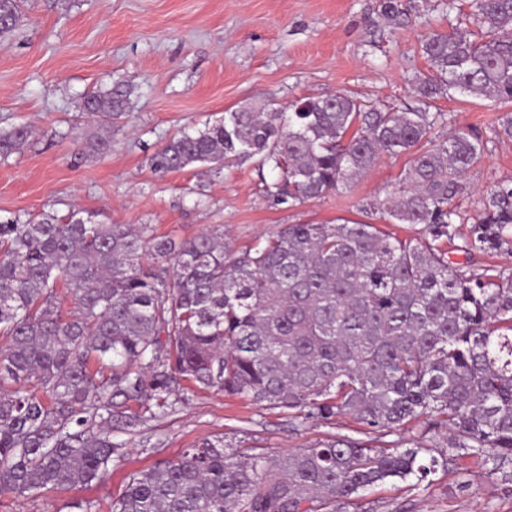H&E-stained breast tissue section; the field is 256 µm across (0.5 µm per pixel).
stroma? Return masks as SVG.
<instances>
[{
    "mask_svg": "<svg viewBox=\"0 0 512 512\" xmlns=\"http://www.w3.org/2000/svg\"><path fill=\"white\" fill-rule=\"evenodd\" d=\"M381 2L24 0L17 26L0 40V133L27 126L33 135L0 157V220H65L86 210L106 224H147L179 240L218 228L242 251L289 224L361 219L359 203L396 191L410 156L383 157L350 187L292 207L268 199L264 184L274 174L257 161L218 173L202 164L163 172L152 158L181 131L251 103L279 107L344 93L380 108L415 105L411 88L429 71L418 39L458 19L444 0H412L390 21ZM118 81L128 90L127 110L113 120L107 149L87 152L101 121L81 111V97ZM434 105L448 123L435 128L432 142L453 125L474 128L487 142L457 200L464 216L475 217L487 191L512 179V139L492 134L502 112L490 101L457 94ZM183 395L172 413L127 436L124 460L104 481L7 498L0 512H71L77 503L84 512H108L133 474L206 439L270 457L333 434L384 445L348 416L300 424L288 411L243 399ZM372 499L374 512H512V491L473 469L437 473L423 492L386 485Z\"/></svg>",
    "mask_w": 512,
    "mask_h": 512,
    "instance_id": "stroma-1",
    "label": "stroma"
}]
</instances>
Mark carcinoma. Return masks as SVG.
I'll return each mask as SVG.
<instances>
[{
  "instance_id": "1",
  "label": "carcinoma",
  "mask_w": 512,
  "mask_h": 512,
  "mask_svg": "<svg viewBox=\"0 0 512 512\" xmlns=\"http://www.w3.org/2000/svg\"><path fill=\"white\" fill-rule=\"evenodd\" d=\"M468 9L474 29L421 37L430 73L413 88L417 107L380 111L343 93L286 112L241 107L153 157L161 171L256 158L276 173L273 200L303 203L408 153L397 196L360 210L420 224L416 238L363 221L289 224L236 252L217 231L179 241L92 212L0 223V499L99 482L123 461L122 436L173 410L182 380L398 439L372 448L336 435L274 458L206 441L134 474L109 512H357L378 487L425 491L430 475L467 463L512 485V271L466 275L445 250L485 143L459 127L425 146L447 123L431 111L446 91L512 103V0ZM19 13L20 0H0L1 38ZM126 107L121 83L82 102L107 120ZM30 136L0 133V156ZM505 250L512 180L485 196L464 237L469 254ZM441 426L452 434L435 456L424 437Z\"/></svg>"
}]
</instances>
